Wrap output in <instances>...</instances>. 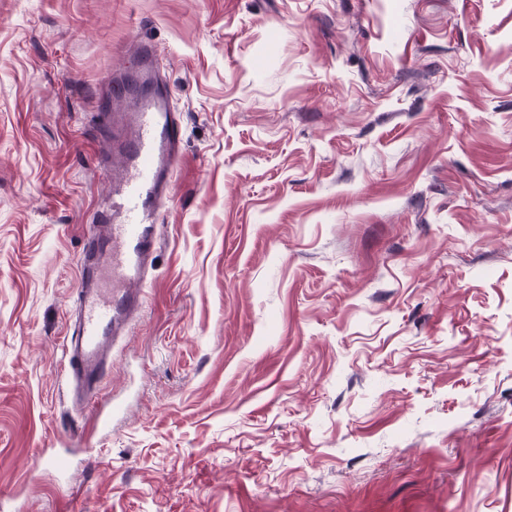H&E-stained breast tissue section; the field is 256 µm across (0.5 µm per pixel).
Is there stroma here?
I'll return each instance as SVG.
<instances>
[{"mask_svg":"<svg viewBox=\"0 0 512 512\" xmlns=\"http://www.w3.org/2000/svg\"><path fill=\"white\" fill-rule=\"evenodd\" d=\"M136 35L183 148L99 425L61 344ZM2 495L512 512V0H0Z\"/></svg>","mask_w":512,"mask_h":512,"instance_id":"1","label":"stroma"}]
</instances>
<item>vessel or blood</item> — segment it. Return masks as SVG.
<instances>
[{"mask_svg":"<svg viewBox=\"0 0 512 512\" xmlns=\"http://www.w3.org/2000/svg\"><path fill=\"white\" fill-rule=\"evenodd\" d=\"M137 50L136 78L153 84V92L130 97L122 77L108 79L116 88L115 99L130 102L132 133L117 135L111 107L97 113L102 143L119 154L125 169L115 179L111 159L101 165L111 177L110 187L96 211L101 229L85 237L75 309L64 338L68 376L83 397L111 371L112 341L144 303L143 282L158 243L160 209L180 159V121L170 94L156 87L159 52L147 42Z\"/></svg>","mask_w":512,"mask_h":512,"instance_id":"obj_1","label":"vessel or blood"}]
</instances>
